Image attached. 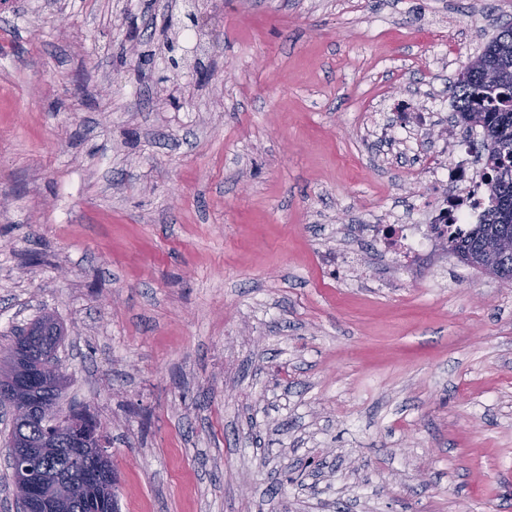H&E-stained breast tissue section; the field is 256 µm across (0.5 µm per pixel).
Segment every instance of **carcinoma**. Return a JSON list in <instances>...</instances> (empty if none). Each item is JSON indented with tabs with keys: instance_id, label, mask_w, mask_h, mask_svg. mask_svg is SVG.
Masks as SVG:
<instances>
[{
	"instance_id": "carcinoma-1",
	"label": "carcinoma",
	"mask_w": 512,
	"mask_h": 512,
	"mask_svg": "<svg viewBox=\"0 0 512 512\" xmlns=\"http://www.w3.org/2000/svg\"><path fill=\"white\" fill-rule=\"evenodd\" d=\"M456 117L469 126L479 125L485 133L484 151L488 207L485 220L464 237L448 236V247L463 264L512 284V256L498 252V244L512 237V26H502L482 50L464 64L450 86ZM11 436L33 446L42 439L38 415L15 419ZM40 465L48 472L67 476L80 489L68 512H117L115 497L105 495L84 482L86 464L74 459L65 446Z\"/></svg>"
}]
</instances>
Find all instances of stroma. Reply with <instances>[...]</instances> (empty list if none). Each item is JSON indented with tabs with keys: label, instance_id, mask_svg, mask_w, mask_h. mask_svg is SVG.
Wrapping results in <instances>:
<instances>
[{
	"label": "stroma",
	"instance_id": "stroma-1",
	"mask_svg": "<svg viewBox=\"0 0 512 512\" xmlns=\"http://www.w3.org/2000/svg\"><path fill=\"white\" fill-rule=\"evenodd\" d=\"M185 4L0 10V352L63 324L118 512H512V286L351 230L429 203L369 130L512 0H218L174 72Z\"/></svg>",
	"mask_w": 512,
	"mask_h": 512
}]
</instances>
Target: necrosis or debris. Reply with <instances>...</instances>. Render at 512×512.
Here are the masks:
<instances>
[{"mask_svg": "<svg viewBox=\"0 0 512 512\" xmlns=\"http://www.w3.org/2000/svg\"><path fill=\"white\" fill-rule=\"evenodd\" d=\"M483 138L482 128L474 126L457 140L435 146L428 173L442 194L426 210L423 223L367 225L368 235L396 266L412 270L422 255L447 245L449 232L464 233L481 223L483 191L473 149Z\"/></svg>", "mask_w": 512, "mask_h": 512, "instance_id": "1", "label": "necrosis or debris"}]
</instances>
